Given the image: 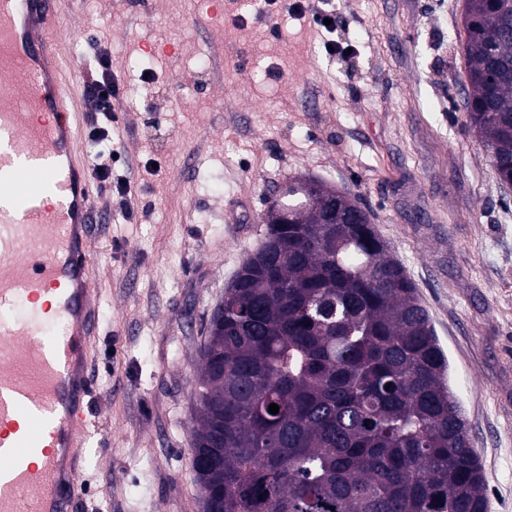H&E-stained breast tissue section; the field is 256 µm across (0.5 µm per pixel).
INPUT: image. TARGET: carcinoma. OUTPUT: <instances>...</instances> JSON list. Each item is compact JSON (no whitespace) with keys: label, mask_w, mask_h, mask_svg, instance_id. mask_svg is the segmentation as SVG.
Listing matches in <instances>:
<instances>
[{"label":"carcinoma","mask_w":512,"mask_h":512,"mask_svg":"<svg viewBox=\"0 0 512 512\" xmlns=\"http://www.w3.org/2000/svg\"><path fill=\"white\" fill-rule=\"evenodd\" d=\"M466 126L512 186V15L464 0ZM266 211L209 323L193 449L214 512H487L479 457L415 285L348 191ZM279 407L269 413L270 404Z\"/></svg>","instance_id":"cac0c4a2"}]
</instances>
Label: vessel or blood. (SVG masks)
<instances>
[{"label": "vessel or blood", "instance_id": "vessel-or-blood-1", "mask_svg": "<svg viewBox=\"0 0 512 512\" xmlns=\"http://www.w3.org/2000/svg\"><path fill=\"white\" fill-rule=\"evenodd\" d=\"M64 0H0V512H74L98 323L88 278L95 191L53 33ZM52 293L47 335L38 306ZM25 304L17 322L8 311Z\"/></svg>", "mask_w": 512, "mask_h": 512}]
</instances>
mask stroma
<instances>
[{"mask_svg":"<svg viewBox=\"0 0 512 512\" xmlns=\"http://www.w3.org/2000/svg\"><path fill=\"white\" fill-rule=\"evenodd\" d=\"M79 0L57 36L85 83L87 36L123 88L91 226L99 319L77 512H202L194 389L213 308L265 238L279 186L355 194L417 286L479 454L487 512H512V186L465 125L463 0H306L271 19L222 0ZM335 10L336 33L312 15ZM342 53L328 55L327 37Z\"/></svg>","mask_w":512,"mask_h":512,"instance_id":"35a3bbf8","label":"stroma"}]
</instances>
